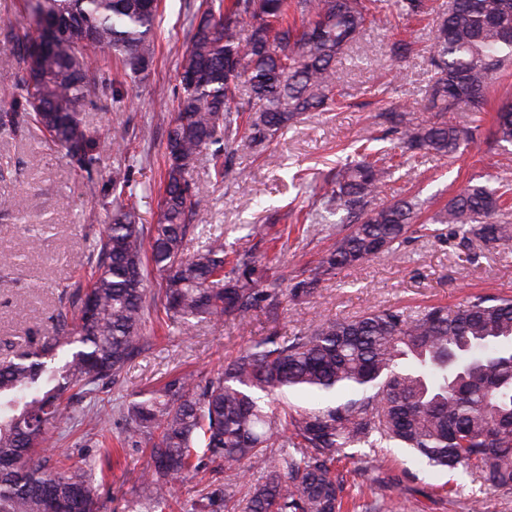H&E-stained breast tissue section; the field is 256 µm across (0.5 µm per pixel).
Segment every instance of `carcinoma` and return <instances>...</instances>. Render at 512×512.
<instances>
[{
	"instance_id": "1",
	"label": "carcinoma",
	"mask_w": 512,
	"mask_h": 512,
	"mask_svg": "<svg viewBox=\"0 0 512 512\" xmlns=\"http://www.w3.org/2000/svg\"><path fill=\"white\" fill-rule=\"evenodd\" d=\"M41 30L23 56L26 78L0 113V134L32 122L70 162L92 178L116 130L100 142L82 122L97 88L94 60L115 55L136 75L155 57L159 6L147 0H28ZM400 15L428 12V0H397ZM378 0H208L193 15L179 63L180 90L166 120L165 187L155 224L135 223L125 204L129 177L112 176L116 206L96 244L89 289L54 334L0 361V512H103L93 468L54 458L50 431L71 417L68 400L93 398L84 418L101 436L112 429V404L97 393L116 382L145 346L151 308L148 266L164 274L158 322L189 330L204 319L243 322L261 307L275 323L283 293L267 269L239 255L224 271V239L210 237L184 253L190 221L204 200L190 177L207 153L224 177L234 136L262 146L303 112L335 104L336 61L377 21ZM248 34H243V31ZM433 75L426 91L433 119L415 123L413 106L396 103L375 125L397 135L411 157L454 155L475 131L448 120L463 103L482 112L512 66V0H448L436 23ZM489 138L512 145V104L499 107ZM357 140L358 159L324 175L318 197L336 214V240L290 289L295 300L349 266L396 254L419 223L418 198L381 200L394 165ZM512 199V183H474L431 217L465 242L503 244L512 226L490 218ZM305 403L292 404L288 394ZM122 441L144 445L149 462L135 487L141 512H166L176 484L211 471L209 486L187 501L189 512H343L347 496L336 473L341 458L383 465L392 447L406 449L429 472L470 470L478 493L512 490V297L476 294L453 309L427 305L325 319L290 337L272 332L225 359L217 375L194 371L124 408Z\"/></svg>"
}]
</instances>
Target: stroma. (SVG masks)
<instances>
[{"label": "stroma", "mask_w": 512, "mask_h": 512, "mask_svg": "<svg viewBox=\"0 0 512 512\" xmlns=\"http://www.w3.org/2000/svg\"><path fill=\"white\" fill-rule=\"evenodd\" d=\"M203 0H161L155 27L156 54L149 70L132 75L119 60L98 55V79L108 87L83 114L86 126L100 138L123 130L122 151L105 150L98 173L86 178L67 157L34 128L0 137V196L13 199L12 213L0 214V359L11 356L32 337L51 335V317L71 307L85 289L89 267L75 266L76 256L90 255L112 212L109 182L115 170L131 169L129 190L137 223H155L163 189L166 137L162 118L176 105L178 64L189 42V22ZM423 20L403 18L396 0H383L380 23L368 29L363 47L344 54L336 67L341 82L337 106L306 113L272 142L267 153L253 151L238 138L234 159L224 178H217L208 157H201L191 182L205 201L196 216L198 228L187 251L199 238L223 237L228 254L252 253L270 267L282 291H289L301 265H316L336 239V227L314 213V186L324 174L350 158L351 141L391 104L414 105V122L430 120L424 109L431 80L430 55L435 21L448 0H429ZM38 37L26 0H0V49L14 52L0 64V113L25 77V46ZM399 39L411 41L408 57L391 51ZM452 118L474 129L475 137L458 159L428 155L400 166L387 195H419L425 216H432L468 182L512 181V149L491 146L490 115L458 106ZM305 181H296V174ZM477 293L512 294V243L462 244L459 237L413 235L396 255L341 270L320 283L310 296L284 301L277 323L254 309L244 323L203 321L189 332L173 329L150 334L144 351L126 367L117 390L124 400L160 388L168 376L195 369L216 371L249 341L271 331L290 336L322 318L357 315L374 307L397 306L412 313L441 302L455 306ZM80 420H67L51 432L58 453L96 461L104 481L99 495L106 512H130L133 488L148 461L146 449L126 446L120 455L98 445ZM348 492L383 500L387 512H512V491L494 492L480 505L470 500L474 482L468 470L431 474L411 454L392 449L382 470H356L351 460L337 465ZM456 485L447 495L444 483Z\"/></svg>", "instance_id": "1"}]
</instances>
